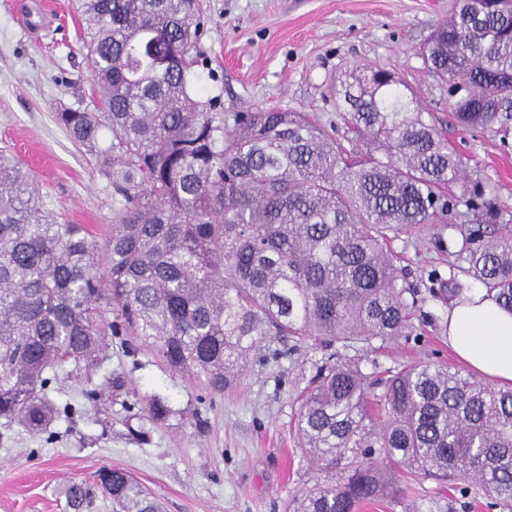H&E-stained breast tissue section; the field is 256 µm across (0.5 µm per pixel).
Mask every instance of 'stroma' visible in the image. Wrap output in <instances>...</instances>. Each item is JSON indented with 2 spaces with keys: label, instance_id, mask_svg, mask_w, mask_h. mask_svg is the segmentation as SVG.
<instances>
[{
  "label": "stroma",
  "instance_id": "obj_1",
  "mask_svg": "<svg viewBox=\"0 0 512 512\" xmlns=\"http://www.w3.org/2000/svg\"><path fill=\"white\" fill-rule=\"evenodd\" d=\"M207 66L196 84L221 95L228 112L273 106L314 113L328 131L345 126L333 92L355 65L382 66L405 80L419 104L448 116L446 94L417 48L452 0H201ZM72 0H0V148L28 167L39 201L59 221L86 224L97 239L112 230V187L102 158L76 143L54 114L94 109L89 66L80 49ZM460 173L481 183L495 207L492 229H512V128L449 129ZM476 225L452 210L439 223L418 224L391 244L402 285L417 303L406 337L359 350L365 372L411 360L455 365L441 337L447 306L432 300L434 279L460 278L462 243ZM106 358L90 378L59 374L49 385L71 418L32 433L0 423V512H68L64 488L93 484L105 467L129 471L164 512H285L316 472L295 432L294 390L300 368L318 362L312 344L274 338L254 355L240 383L214 394L171 372L157 354L123 336L108 339ZM174 409L153 422L144 397ZM145 428L147 441L131 429ZM448 497L454 512H491L485 497H462L433 480H397L359 512H404V505Z\"/></svg>",
  "mask_w": 512,
  "mask_h": 512
}]
</instances>
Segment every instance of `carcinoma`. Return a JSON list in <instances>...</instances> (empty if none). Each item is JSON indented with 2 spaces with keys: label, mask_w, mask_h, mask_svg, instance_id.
I'll list each match as a JSON object with an SVG mask.
<instances>
[{
  "label": "carcinoma",
  "mask_w": 512,
  "mask_h": 512,
  "mask_svg": "<svg viewBox=\"0 0 512 512\" xmlns=\"http://www.w3.org/2000/svg\"><path fill=\"white\" fill-rule=\"evenodd\" d=\"M98 111L56 120L104 157L112 233L61 224L22 164L0 154V420L42 432L71 417L46 387L94 365L124 332L175 372L222 392L273 336L331 350L298 391L297 430L317 467L287 512H355L397 474L470 481L512 512V388L421 360L371 378L345 351L408 328L407 289L390 248L413 224L462 205L482 216L484 186L451 195L455 144L392 72L355 66L339 90L346 141L303 112L224 115L193 89L204 63L197 0H74ZM467 128L512 120V0H455L421 49ZM112 142L102 147L99 132ZM472 230L466 277L512 311V231ZM114 319H108V315ZM145 413L172 409L158 396ZM113 512H162L130 473L102 481ZM70 512L90 497L65 489Z\"/></svg>",
  "instance_id": "cac0c4a2"
}]
</instances>
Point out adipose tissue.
<instances>
[{
  "instance_id": "obj_1",
  "label": "adipose tissue",
  "mask_w": 512,
  "mask_h": 512,
  "mask_svg": "<svg viewBox=\"0 0 512 512\" xmlns=\"http://www.w3.org/2000/svg\"><path fill=\"white\" fill-rule=\"evenodd\" d=\"M442 329L460 362L499 385H512L511 311L476 290L449 306Z\"/></svg>"
}]
</instances>
